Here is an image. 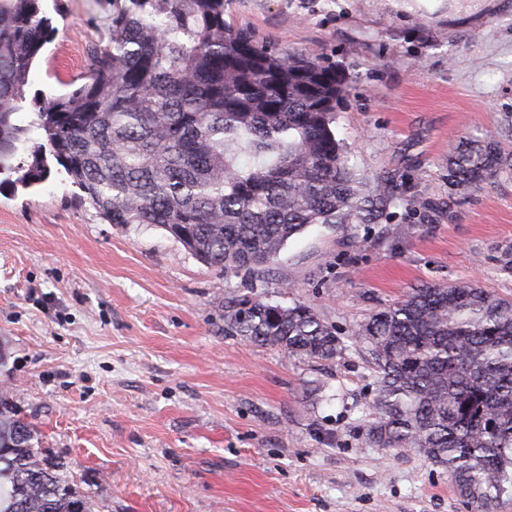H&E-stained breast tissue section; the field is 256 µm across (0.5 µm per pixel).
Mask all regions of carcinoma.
Returning <instances> with one entry per match:
<instances>
[{
    "instance_id": "cac0c4a2",
    "label": "carcinoma",
    "mask_w": 512,
    "mask_h": 512,
    "mask_svg": "<svg viewBox=\"0 0 512 512\" xmlns=\"http://www.w3.org/2000/svg\"><path fill=\"white\" fill-rule=\"evenodd\" d=\"M109 2L82 83L19 126L12 116L54 28L42 0H0V170L22 172L23 186L45 179L47 150L109 223L161 227L225 278L261 282L311 224H365L395 206L440 213L395 174L370 187L358 177L332 127L346 77L324 54L227 24L224 0ZM34 130L43 142L29 152ZM507 169L494 137H469L448 152V189L467 195ZM224 327L310 359L343 349L299 301L233 298ZM353 338L375 372L366 438L448 469L473 512L511 503L512 298L473 282L415 288ZM0 512H94L3 391Z\"/></svg>"
}]
</instances>
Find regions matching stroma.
<instances>
[{"label": "stroma", "mask_w": 512, "mask_h": 512, "mask_svg": "<svg viewBox=\"0 0 512 512\" xmlns=\"http://www.w3.org/2000/svg\"><path fill=\"white\" fill-rule=\"evenodd\" d=\"M43 8L19 125L83 72L110 11ZM224 18L344 68L335 127L357 173L406 175L443 214L310 225L248 284L164 229L107 223L58 165L28 188L0 171V390L104 512H471L447 469L366 442L374 370L350 337L412 287L512 298V175L452 196L446 162L472 135L512 153V0H228ZM239 295L307 302L349 343L318 361L225 334Z\"/></svg>", "instance_id": "obj_1"}]
</instances>
